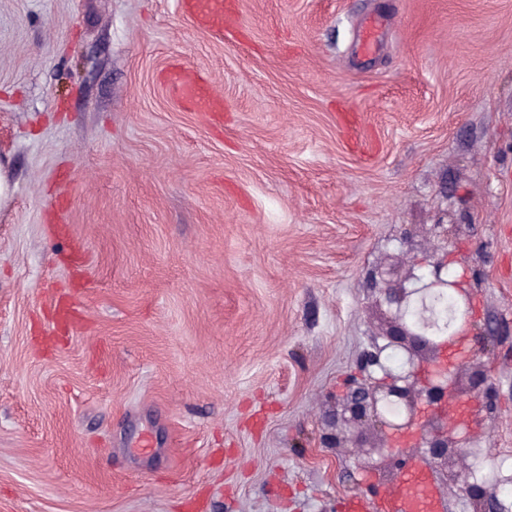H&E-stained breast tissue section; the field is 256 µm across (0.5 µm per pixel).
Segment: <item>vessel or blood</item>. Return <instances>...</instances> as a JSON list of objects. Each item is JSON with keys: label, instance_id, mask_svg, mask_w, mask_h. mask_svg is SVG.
Segmentation results:
<instances>
[{"label": "vessel or blood", "instance_id": "b4317fda", "mask_svg": "<svg viewBox=\"0 0 512 512\" xmlns=\"http://www.w3.org/2000/svg\"><path fill=\"white\" fill-rule=\"evenodd\" d=\"M182 14L217 34L233 35L234 26L224 23V0H180ZM172 90L197 111L217 114L220 105L210 84L201 76L190 75L185 67H172L168 74ZM435 489L427 471L412 465L402 482V491L373 501L356 495L342 504V512H434Z\"/></svg>", "mask_w": 512, "mask_h": 512}]
</instances>
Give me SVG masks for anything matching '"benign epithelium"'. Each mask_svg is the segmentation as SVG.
<instances>
[{"instance_id":"obj_1","label":"benign epithelium","mask_w":512,"mask_h":512,"mask_svg":"<svg viewBox=\"0 0 512 512\" xmlns=\"http://www.w3.org/2000/svg\"><path fill=\"white\" fill-rule=\"evenodd\" d=\"M428 272L412 271L398 279L391 271L379 273V289L386 303L392 329L369 343L360 355L358 375L348 382L330 421V439L338 448H364L366 440L356 431L361 424L380 430L379 453L396 476L407 467L404 450L394 447L397 437L418 430L415 447L425 449L441 478L455 486L474 512L496 510L495 489L502 479L484 477L477 465L456 469L464 447L475 439L485 416L450 411L455 396H469L486 410L493 409L494 383L478 361L488 351L492 337L460 334L459 319L469 309L466 275L448 276V229L442 228L440 244L426 260ZM450 296L454 309L449 320L439 323L435 300Z\"/></svg>"}]
</instances>
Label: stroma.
Instances as JSON below:
<instances>
[{
	"label": "stroma",
	"instance_id": "35a3bbf8",
	"mask_svg": "<svg viewBox=\"0 0 512 512\" xmlns=\"http://www.w3.org/2000/svg\"><path fill=\"white\" fill-rule=\"evenodd\" d=\"M234 3L223 41L179 0H0V512L390 489L326 419L388 327L374 272L423 274L439 224L495 337L478 462L512 474V0ZM59 292L81 316L55 341ZM168 82L172 90L198 112H209L212 119L219 118L217 112L222 111L218 99L210 84L201 76L194 74L191 77L184 66H175L169 71Z\"/></svg>",
	"mask_w": 512,
	"mask_h": 512
}]
</instances>
